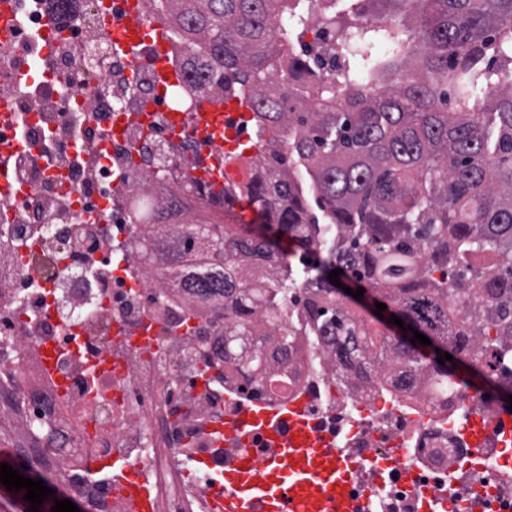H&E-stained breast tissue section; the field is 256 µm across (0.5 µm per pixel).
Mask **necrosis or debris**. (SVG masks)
<instances>
[{
  "label": "necrosis or debris",
  "mask_w": 512,
  "mask_h": 512,
  "mask_svg": "<svg viewBox=\"0 0 512 512\" xmlns=\"http://www.w3.org/2000/svg\"><path fill=\"white\" fill-rule=\"evenodd\" d=\"M99 24L97 0H84L47 59L40 55V24L32 23L27 48L0 40V99H14L18 111L31 114L24 128L31 152L14 166L18 202L0 199V245H25L31 259L26 267L16 261L0 268V390L19 397L32 417L43 412L44 400L52 401L62 440L51 452L68 483L104 503L106 512H127L111 480L93 478L87 466L117 453L142 464L156 512H213L199 490L223 481L218 432L225 413L257 401L275 407L302 398L321 433L356 457L381 454L378 437L402 440L416 479L445 494L455 512H469L473 490L434 465L429 453L441 448L449 458L465 457L458 425L474 409L498 412L496 397L437 401L419 389L396 392L379 377L340 387L335 349L316 342L306 310L288 295L262 319L268 333L288 342L287 360L264 389L252 391L239 370H205V359L216 356L213 338L224 317L200 296L186 310L185 291L165 277L135 275L131 226L139 197L159 213L172 198L223 211L222 200L182 189V171L215 147L172 139L169 107L156 93L152 45L139 47L140 73L131 75L127 58L98 37ZM84 85L94 92L77 99ZM149 102L148 122L133 123ZM124 118L132 121L130 131L113 140L107 177L98 167L99 139ZM56 229L69 230L66 243L54 241ZM92 262L112 263L114 277L89 279ZM147 318L156 335L143 355L128 340ZM54 344L59 350L49 375L42 350ZM99 356L118 362V369L91 371ZM188 445L209 455L212 468L200 473L189 466L180 453Z\"/></svg>",
  "instance_id": "necrosis-or-debris-1"
}]
</instances>
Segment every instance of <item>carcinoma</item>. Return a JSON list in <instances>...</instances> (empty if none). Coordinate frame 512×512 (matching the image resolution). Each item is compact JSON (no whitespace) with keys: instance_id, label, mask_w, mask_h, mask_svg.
<instances>
[{"instance_id":"obj_1","label":"carcinoma","mask_w":512,"mask_h":512,"mask_svg":"<svg viewBox=\"0 0 512 512\" xmlns=\"http://www.w3.org/2000/svg\"><path fill=\"white\" fill-rule=\"evenodd\" d=\"M185 52L198 92L248 102L268 167L224 206L245 197L276 239L304 249L320 231L300 175L314 190L336 243L315 268L309 317L334 343L342 384L369 378L401 354L391 382L404 392L430 379L448 397L445 354L477 381L512 393V0H146ZM328 31L304 54L282 19ZM453 100V111L444 102ZM285 251L267 237L188 224L160 274L190 296L233 310L224 366L241 368L235 337L254 335L265 289L243 264L275 267ZM340 268L430 339L411 354L392 336L379 352L330 282ZM285 344L256 348L250 363H280Z\"/></svg>"}]
</instances>
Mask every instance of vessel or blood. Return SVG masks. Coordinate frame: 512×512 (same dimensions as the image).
Segmentation results:
<instances>
[{
	"mask_svg": "<svg viewBox=\"0 0 512 512\" xmlns=\"http://www.w3.org/2000/svg\"><path fill=\"white\" fill-rule=\"evenodd\" d=\"M100 32L113 49L130 57L141 44H152L158 89L182 87L183 75L170 57L169 26L146 16L141 0H129L125 18L118 23L107 18ZM169 118L175 136L189 134L218 143L224 139L223 97L197 96L191 111L178 107ZM196 175L221 191L223 156H214ZM492 425L504 440L512 441V412L502 413L491 424L480 414H470L460 435L474 454L467 462L450 463V471H462L467 477L494 473L488 433ZM220 433L233 454L224 467L223 484L205 490L219 512H374L380 479L400 477L408 468V450L397 442L375 460L348 456L321 434L302 399L273 408L260 402L242 407L225 418ZM89 468L111 473L129 512H155L150 487L138 466L117 456L92 460Z\"/></svg>",
	"mask_w": 512,
	"mask_h": 512,
	"instance_id": "1",
	"label": "vessel or blood"
}]
</instances>
